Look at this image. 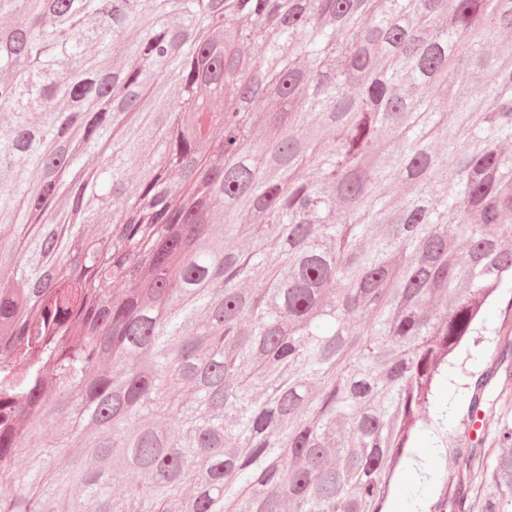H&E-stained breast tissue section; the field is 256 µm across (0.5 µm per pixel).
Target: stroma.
I'll use <instances>...</instances> for the list:
<instances>
[{
	"label": "stroma",
	"instance_id": "35a3bbf8",
	"mask_svg": "<svg viewBox=\"0 0 512 512\" xmlns=\"http://www.w3.org/2000/svg\"><path fill=\"white\" fill-rule=\"evenodd\" d=\"M490 334L470 354H458V364L448 371L450 384L443 389V404L455 415L464 413V394L459 386L467 382L469 373H489L491 379L483 395V410L473 426L460 420L439 432L438 445L445 453L430 468L431 477L421 480L408 464H401L392 481L388 498L390 512H413L418 501L432 504L451 498L460 479L468 478L476 461L462 454V447L478 448L482 454L495 457V436L505 424L512 426V288L503 290L487 315Z\"/></svg>",
	"mask_w": 512,
	"mask_h": 512
}]
</instances>
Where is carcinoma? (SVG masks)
Here are the masks:
<instances>
[{
    "instance_id": "obj_1",
    "label": "carcinoma",
    "mask_w": 512,
    "mask_h": 512,
    "mask_svg": "<svg viewBox=\"0 0 512 512\" xmlns=\"http://www.w3.org/2000/svg\"><path fill=\"white\" fill-rule=\"evenodd\" d=\"M505 35L512 0H0V512H381L512 286ZM498 445L454 512H512Z\"/></svg>"
}]
</instances>
